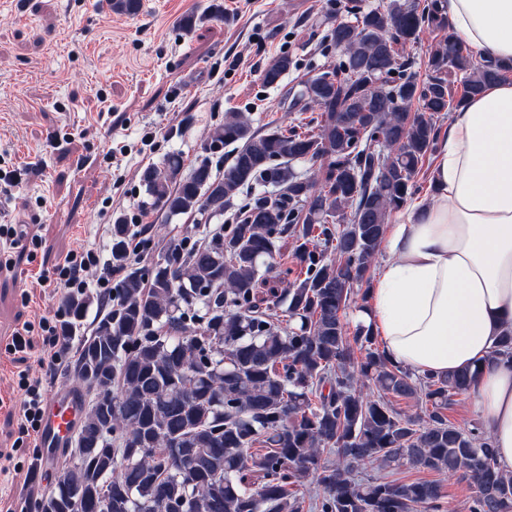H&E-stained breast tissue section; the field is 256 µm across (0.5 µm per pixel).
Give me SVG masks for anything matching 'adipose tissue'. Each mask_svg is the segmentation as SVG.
<instances>
[{
	"mask_svg": "<svg viewBox=\"0 0 512 512\" xmlns=\"http://www.w3.org/2000/svg\"><path fill=\"white\" fill-rule=\"evenodd\" d=\"M476 52L512 64V0H443ZM433 191L389 228L368 312L385 357L419 374L474 372L468 390L502 470L512 472V81L460 107L431 177Z\"/></svg>",
	"mask_w": 512,
	"mask_h": 512,
	"instance_id": "1",
	"label": "adipose tissue"
}]
</instances>
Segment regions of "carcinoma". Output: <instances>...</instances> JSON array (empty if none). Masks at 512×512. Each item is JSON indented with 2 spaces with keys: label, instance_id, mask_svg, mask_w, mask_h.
<instances>
[{
  "label": "carcinoma",
  "instance_id": "carcinoma-1",
  "mask_svg": "<svg viewBox=\"0 0 512 512\" xmlns=\"http://www.w3.org/2000/svg\"><path fill=\"white\" fill-rule=\"evenodd\" d=\"M340 9L345 17L328 34L340 60L325 53V70L293 93V107L318 112L315 127L260 131L250 113L233 112L211 129L190 174L171 152L141 175L166 217L222 216L234 206L235 222L207 239L174 240L137 267L119 219L112 263L124 275L109 303L67 297L66 336L90 304L98 309L62 370L89 398L72 442L104 426L107 401L112 438L68 466L38 512H102L106 493L112 512H303L294 487L309 476L321 488L314 512H444L442 482L455 475L472 487L468 512H512V474L497 466L491 438L448 420L452 397L474 374L393 366L372 329L351 333L344 320L351 306L365 308L356 296L369 293L390 216L417 193L437 121L507 69L490 56L473 59L441 0H384L367 10L344 0ZM425 30L438 39L422 75L409 49ZM296 67L282 53L263 84L279 85ZM295 162L313 174L297 173ZM288 239L299 269L289 282L277 262ZM271 277L287 286L262 308L257 288ZM414 397L415 414L391 404ZM256 444L265 452L252 453ZM369 466L438 478L358 477Z\"/></svg>",
  "mask_w": 512,
  "mask_h": 512
}]
</instances>
